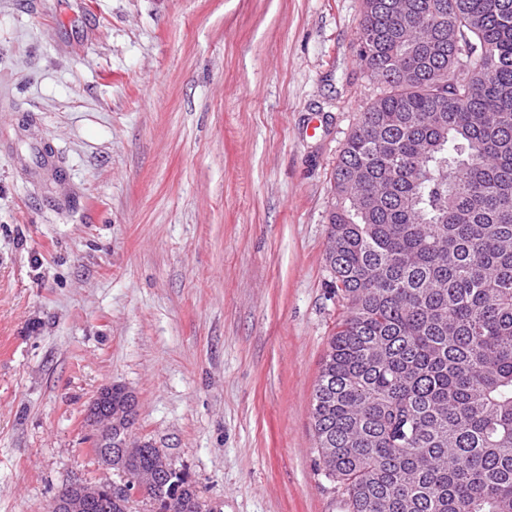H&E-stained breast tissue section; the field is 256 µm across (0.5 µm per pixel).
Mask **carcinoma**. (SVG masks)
<instances>
[{
    "label": "carcinoma",
    "mask_w": 512,
    "mask_h": 512,
    "mask_svg": "<svg viewBox=\"0 0 512 512\" xmlns=\"http://www.w3.org/2000/svg\"><path fill=\"white\" fill-rule=\"evenodd\" d=\"M363 0L387 91L332 175L326 263L346 301L314 391L347 512H512V0ZM157 512H204L151 444ZM87 512L133 500L88 485Z\"/></svg>",
    "instance_id": "carcinoma-1"
}]
</instances>
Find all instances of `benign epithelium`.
Returning a JSON list of instances; mask_svg holds the SVG:
<instances>
[{"instance_id":"7a95c632","label":"benign epithelium","mask_w":512,"mask_h":512,"mask_svg":"<svg viewBox=\"0 0 512 512\" xmlns=\"http://www.w3.org/2000/svg\"><path fill=\"white\" fill-rule=\"evenodd\" d=\"M132 404L129 393L124 387L109 385L102 388L89 407V414L96 427V438L102 457L109 463L121 465L128 456V444L119 448L112 447V427L129 428L132 422ZM149 483L139 479L135 484L115 486L111 492L120 496H143ZM84 484L73 483L54 500L52 512H81Z\"/></svg>"}]
</instances>
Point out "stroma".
Masks as SVG:
<instances>
[{"instance_id":"1","label":"stroma","mask_w":512,"mask_h":512,"mask_svg":"<svg viewBox=\"0 0 512 512\" xmlns=\"http://www.w3.org/2000/svg\"><path fill=\"white\" fill-rule=\"evenodd\" d=\"M362 12L0 0V512L125 482L87 418L113 383L208 512H345L312 403Z\"/></svg>"}]
</instances>
